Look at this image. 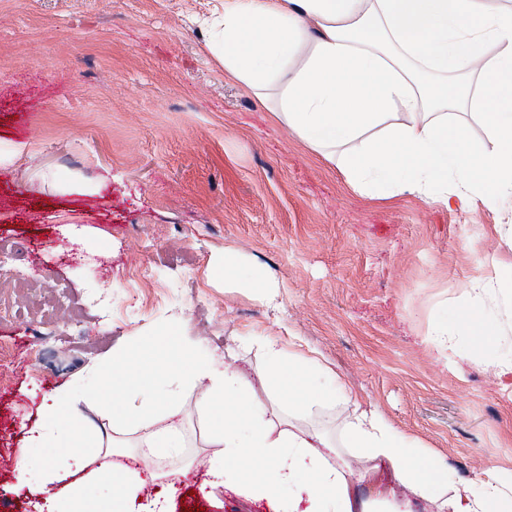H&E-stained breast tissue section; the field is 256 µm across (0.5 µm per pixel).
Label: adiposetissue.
<instances>
[{"mask_svg":"<svg viewBox=\"0 0 512 512\" xmlns=\"http://www.w3.org/2000/svg\"><path fill=\"white\" fill-rule=\"evenodd\" d=\"M224 73L258 98L275 97L276 119L334 166L347 182L388 199L409 191L448 210L475 203L512 210V7L492 0H224L205 22ZM456 81H449V74ZM452 112L477 114L490 143L474 146ZM217 268L228 288L253 289L267 304L279 285L241 277L233 252ZM512 262L471 281L459 326L477 356L497 339L483 310L495 303L512 323ZM262 348L280 411L254 381L214 357L154 332L140 349L114 355L78 386L45 397L41 419L16 460L15 490L36 496V512H132L145 481L114 467L117 434L133 433L151 453L178 451L185 388L202 389L209 413L211 488H246L273 512H353L350 467L322 433L294 418L342 392L321 390L329 369L270 335ZM96 401L112 422L105 439L79 411ZM347 447L380 463L410 496L377 493L363 512H512V485L497 478L449 491L447 463L416 452L413 441L376 410L352 401Z\"/></svg>","mask_w":512,"mask_h":512,"instance_id":"obj_1","label":"adipose tissue"}]
</instances>
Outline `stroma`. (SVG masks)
<instances>
[{"label": "stroma", "mask_w": 512, "mask_h": 512, "mask_svg": "<svg viewBox=\"0 0 512 512\" xmlns=\"http://www.w3.org/2000/svg\"><path fill=\"white\" fill-rule=\"evenodd\" d=\"M224 0H0V145L25 155L0 168V488L13 483L24 431L44 393L82 382L151 332L214 355L250 378L266 371L249 334L297 337L308 356L448 461L456 483L486 470L512 480V328L479 359L448 366L432 331L466 307L472 280L512 262L500 212L446 210L403 192L377 199L279 123L224 74L202 19ZM79 181L101 192H70ZM282 287L279 307L214 271L225 250ZM149 276H140L141 268ZM31 275L55 287L32 307ZM179 456L116 467L167 469L185 506L266 512L246 494L203 497L192 462L213 456L199 391L182 397Z\"/></svg>", "instance_id": "stroma-1"}]
</instances>
